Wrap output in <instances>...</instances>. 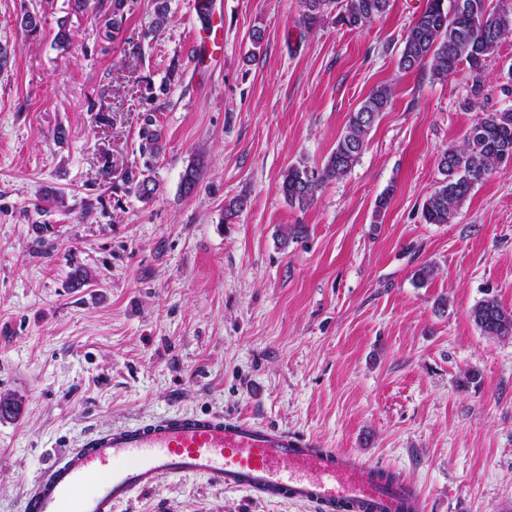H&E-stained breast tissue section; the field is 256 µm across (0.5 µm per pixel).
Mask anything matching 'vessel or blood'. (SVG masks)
Listing matches in <instances>:
<instances>
[{
    "mask_svg": "<svg viewBox=\"0 0 512 512\" xmlns=\"http://www.w3.org/2000/svg\"><path fill=\"white\" fill-rule=\"evenodd\" d=\"M197 476L319 512H426L411 485L362 456L234 416L165 415L96 432L48 464L26 512H115L162 479Z\"/></svg>",
    "mask_w": 512,
    "mask_h": 512,
    "instance_id": "obj_1",
    "label": "vessel or blood"
}]
</instances>
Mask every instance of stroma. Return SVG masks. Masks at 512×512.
<instances>
[{
	"label": "stroma",
	"instance_id": "35a3bbf8",
	"mask_svg": "<svg viewBox=\"0 0 512 512\" xmlns=\"http://www.w3.org/2000/svg\"><path fill=\"white\" fill-rule=\"evenodd\" d=\"M212 2L224 54L201 66L195 0H168L157 32L153 0H127L117 31L111 0H0V396L18 406L0 416V512H25L50 460L90 434L174 413L358 453L427 512H512V339L470 318L491 296L512 311V167L479 182L453 223L421 216L442 152L481 112L512 107V35L465 110L466 68L439 81L398 67L426 0H392L361 29L308 31L300 0ZM175 64L180 82L159 95ZM381 84L392 102L351 173L290 206L282 172L322 164ZM148 114L153 158L139 137ZM144 164L160 185L151 202L114 191ZM291 224L306 233L282 242ZM115 512L314 510L170 477Z\"/></svg>",
	"mask_w": 512,
	"mask_h": 512
}]
</instances>
